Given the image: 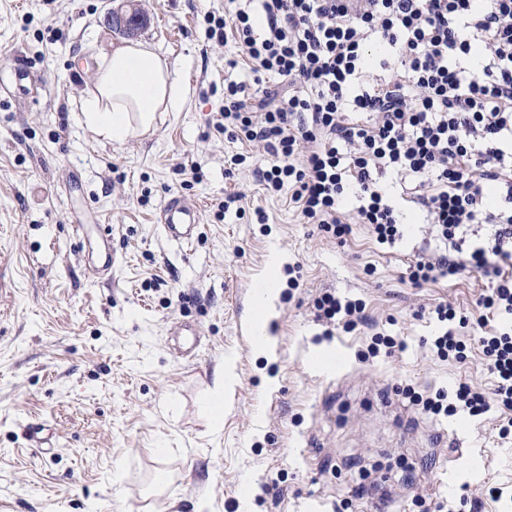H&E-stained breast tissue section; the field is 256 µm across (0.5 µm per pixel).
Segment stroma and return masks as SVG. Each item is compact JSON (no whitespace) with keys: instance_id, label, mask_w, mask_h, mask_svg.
Wrapping results in <instances>:
<instances>
[{"instance_id":"stroma-1","label":"stroma","mask_w":512,"mask_h":512,"mask_svg":"<svg viewBox=\"0 0 512 512\" xmlns=\"http://www.w3.org/2000/svg\"><path fill=\"white\" fill-rule=\"evenodd\" d=\"M110 6L0 0V79L19 58L43 80L35 100L0 95V512H512V437L499 438L495 415L429 418L399 393L463 381L493 391L479 350L441 362L426 345L429 311L445 301L477 313L485 273L414 287L409 265L435 247L417 204L400 203L396 248L360 225L340 243L303 223L288 192L228 170L247 146L212 120L225 81L251 73L235 41L209 39L205 16L231 0H139V40L188 75L189 93L148 133L97 137L79 102L99 49L124 40ZM172 194L201 211L191 246L157 226ZM234 195L238 210L221 212ZM102 235L116 259L108 285L85 274ZM276 255L285 281L260 355L247 327ZM326 290L363 299L368 326L325 338L311 299ZM184 321L202 333L193 363L174 349ZM377 334L405 350L362 362ZM29 423L46 425L49 449L28 446ZM362 481L372 492L349 500ZM479 484L501 500L475 498Z\"/></svg>"}]
</instances>
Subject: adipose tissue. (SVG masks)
Instances as JSON below:
<instances>
[{
	"instance_id": "adipose-tissue-1",
	"label": "adipose tissue",
	"mask_w": 512,
	"mask_h": 512,
	"mask_svg": "<svg viewBox=\"0 0 512 512\" xmlns=\"http://www.w3.org/2000/svg\"><path fill=\"white\" fill-rule=\"evenodd\" d=\"M187 94L165 58L146 43H129L102 54L94 89L80 101V120L97 136L121 143L134 128L149 129L156 113L180 111Z\"/></svg>"
}]
</instances>
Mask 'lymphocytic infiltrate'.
<instances>
[{"mask_svg":"<svg viewBox=\"0 0 512 512\" xmlns=\"http://www.w3.org/2000/svg\"><path fill=\"white\" fill-rule=\"evenodd\" d=\"M227 17L207 15L210 38L232 34L252 81L224 85L217 132L252 145L266 189H291L307 223L344 240L365 226L378 245L404 238L400 208L383 179L412 183L437 248L409 266L421 286L476 266L490 277L478 299L480 352L493 396L459 383L453 391L403 393L429 417L497 412L512 435V0H234ZM353 196L351 213L340 211ZM475 224L489 238L471 239ZM312 307L325 336L365 323L362 300L330 292ZM431 351L463 361L455 308L437 304Z\"/></svg>","mask_w":512,"mask_h":512,"instance_id":"f902f5d3","label":"lymphocytic infiltrate"}]
</instances>
